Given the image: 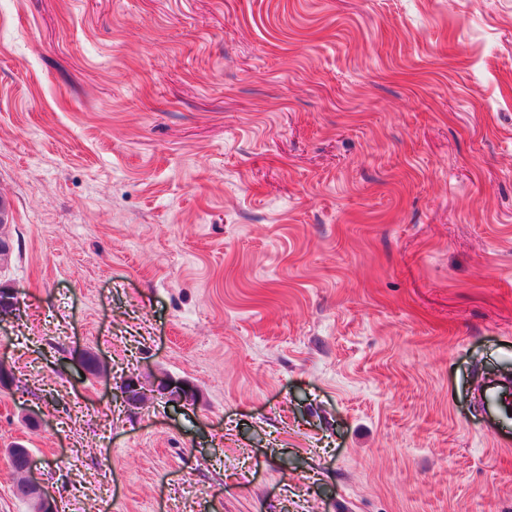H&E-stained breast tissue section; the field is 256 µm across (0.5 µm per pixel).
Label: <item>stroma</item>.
<instances>
[{"label":"stroma","instance_id":"1","mask_svg":"<svg viewBox=\"0 0 512 512\" xmlns=\"http://www.w3.org/2000/svg\"><path fill=\"white\" fill-rule=\"evenodd\" d=\"M0 199V512H512V0H0ZM135 382L133 383V388L140 393L145 394V390L153 389L157 394L169 397V399L176 402L187 403L191 400V396L194 394L192 388L187 384L172 378H162L157 383H153L149 386V388H147L141 381ZM142 385L144 386V389L141 387ZM183 386H186V389H183ZM483 399L490 403L497 411L503 414L512 413V384L508 382L507 391L501 386L488 387ZM26 483L30 487V489L37 494L42 502V505L38 498L31 494V492L26 490ZM18 491L20 495L26 498L32 504V512H57L56 503L54 499L50 496V494L44 490V488L40 485L39 482L35 480L32 476V463L27 475V479H23L21 483L18 485Z\"/></svg>","mask_w":512,"mask_h":512}]
</instances>
